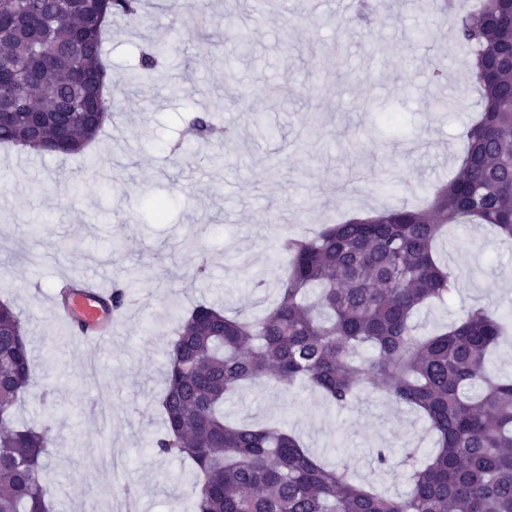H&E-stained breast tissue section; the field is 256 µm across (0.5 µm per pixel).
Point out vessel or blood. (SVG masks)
<instances>
[{
    "label": "vessel or blood",
    "mask_w": 512,
    "mask_h": 512,
    "mask_svg": "<svg viewBox=\"0 0 512 512\" xmlns=\"http://www.w3.org/2000/svg\"><path fill=\"white\" fill-rule=\"evenodd\" d=\"M108 295L101 282L89 280L80 282L67 302H60L54 291L47 297V308L57 321L79 323L80 338L92 356L111 344L121 326L120 317L112 312Z\"/></svg>",
    "instance_id": "obj_1"
}]
</instances>
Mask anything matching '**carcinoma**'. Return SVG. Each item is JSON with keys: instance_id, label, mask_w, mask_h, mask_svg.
<instances>
[{"instance_id": "1", "label": "carcinoma", "mask_w": 512, "mask_h": 512, "mask_svg": "<svg viewBox=\"0 0 512 512\" xmlns=\"http://www.w3.org/2000/svg\"><path fill=\"white\" fill-rule=\"evenodd\" d=\"M140 12V0H0V113H15L0 124V143L83 153L112 112V100L91 91L106 71L107 25ZM452 30L479 61L484 103L465 132L461 172L424 209L327 224L312 239L280 236L288 269L263 315L201 303L171 339L154 448L192 462L193 512H512V379L490 365L504 319L476 304L427 336L413 325L423 305L457 287L459 275L435 254L447 225L486 224L512 240V66L500 64L512 49V0H480ZM164 52L159 43L143 51L129 82L156 75ZM191 129L187 153L218 127L207 115ZM130 303L127 281L112 282V312ZM365 347L375 355L361 360ZM34 376L26 323L1 300L0 512H50L57 494L44 474L51 435L15 418ZM256 379L304 384L340 408L379 393L423 415L437 448L422 467L410 451L402 458L403 494L376 493L278 424L227 422L226 398Z\"/></svg>"}]
</instances>
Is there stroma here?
<instances>
[{"label":"stroma","mask_w":512,"mask_h":512,"mask_svg":"<svg viewBox=\"0 0 512 512\" xmlns=\"http://www.w3.org/2000/svg\"><path fill=\"white\" fill-rule=\"evenodd\" d=\"M143 2L145 22L117 17L106 35L114 106L85 153L0 146V300L31 338L35 382L17 413L55 440L44 461L57 489L52 512H112L119 483L135 489L142 512H191L190 462L153 446L167 343L181 318L202 301L262 315L286 266L279 234L311 237L357 213L423 204L459 172L465 128L482 110L467 51L425 0H386L362 26L336 0H316L312 12L306 0H206L202 29L174 20L195 0ZM158 39L161 76L129 83ZM242 41L250 55H237ZM437 67L445 80H433ZM204 112L234 140L184 155L189 122ZM155 199L164 219L154 217ZM438 253L460 285L446 304L420 311L419 333L475 304L512 320V241L454 224ZM202 258L207 273L196 281ZM129 271L141 284L121 335L96 360L45 316L32 286L73 277L109 285ZM259 278L264 287L253 288ZM224 412L235 424L283 425L313 456L350 459L359 482L388 494L406 490L404 449L422 461L435 449L416 412L376 394L339 408L303 385L256 383ZM383 446L393 464L381 471L373 453Z\"/></svg>","instance_id":"stroma-1"}]
</instances>
